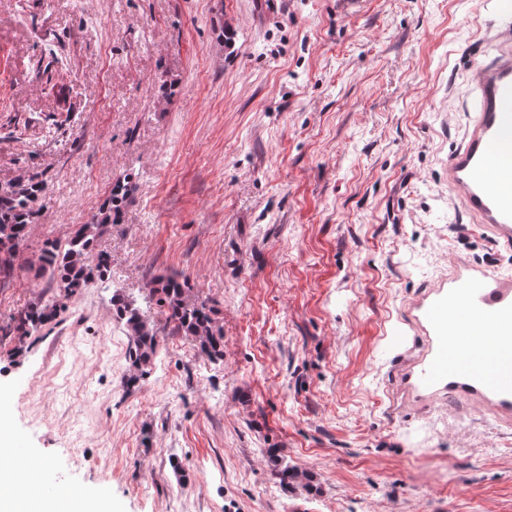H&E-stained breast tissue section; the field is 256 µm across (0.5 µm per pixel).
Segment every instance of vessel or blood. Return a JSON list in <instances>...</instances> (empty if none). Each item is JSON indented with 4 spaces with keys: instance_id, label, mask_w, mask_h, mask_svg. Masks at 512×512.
<instances>
[{
    "instance_id": "vessel-or-blood-1",
    "label": "vessel or blood",
    "mask_w": 512,
    "mask_h": 512,
    "mask_svg": "<svg viewBox=\"0 0 512 512\" xmlns=\"http://www.w3.org/2000/svg\"><path fill=\"white\" fill-rule=\"evenodd\" d=\"M504 15L493 37L490 62L475 67L460 143L448 156V185L471 223L512 250V190L493 186L488 161L512 177V0H498ZM430 318L439 332L438 356L419 375L421 384L462 373L512 399V277L484 272L437 304Z\"/></svg>"
}]
</instances>
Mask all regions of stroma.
Wrapping results in <instances>:
<instances>
[{
    "mask_svg": "<svg viewBox=\"0 0 512 512\" xmlns=\"http://www.w3.org/2000/svg\"><path fill=\"white\" fill-rule=\"evenodd\" d=\"M494 0H0V190L45 208L0 326V426L99 512H512V406L426 387L427 308L512 274L448 188ZM56 55L51 79L40 61ZM109 276L64 298L36 272L112 188ZM187 280L224 337L167 336L138 374L112 313ZM312 474L283 488L269 460ZM57 300L37 303L18 315H15L6 327L0 328L4 336H13L18 342H23L41 326L54 318L57 312Z\"/></svg>",
    "mask_w": 512,
    "mask_h": 512,
    "instance_id": "35a3bbf8",
    "label": "stroma"
}]
</instances>
